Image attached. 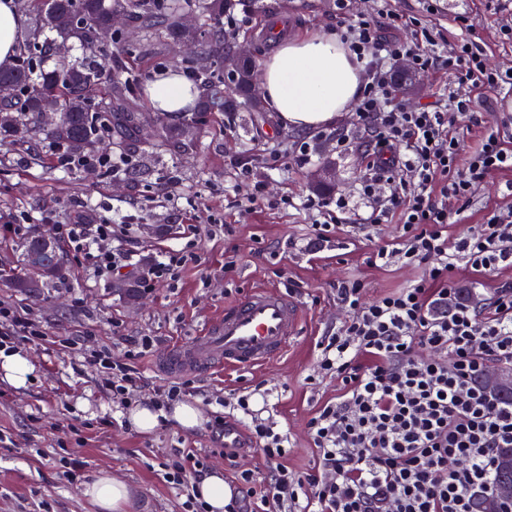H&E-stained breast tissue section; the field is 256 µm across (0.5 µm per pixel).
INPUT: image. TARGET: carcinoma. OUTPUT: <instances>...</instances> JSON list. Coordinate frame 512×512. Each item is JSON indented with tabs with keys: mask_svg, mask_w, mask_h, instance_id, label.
Wrapping results in <instances>:
<instances>
[{
	"mask_svg": "<svg viewBox=\"0 0 512 512\" xmlns=\"http://www.w3.org/2000/svg\"><path fill=\"white\" fill-rule=\"evenodd\" d=\"M18 7L31 13V30L15 64L0 67V82L13 86L14 97L0 103V141L25 143L30 128L38 122L44 103L52 97L67 102V110L58 123L46 129V138L54 151L68 160L90 159V152L106 144L111 151L103 156H118L109 165L111 177L127 167L124 145L138 138L135 94L140 81L130 59L142 51L152 52L156 44L177 42L186 36L182 17L193 14L197 19L194 37L197 54L181 63L180 68L196 72L206 94L197 112H187L176 124H163L157 130L158 142L182 151H195L199 143L183 139L187 123L201 128L211 112H264L262 98L252 82L256 61L241 67L234 76L224 72V55L230 46L224 41V16L238 8L252 7L253 0H17ZM123 13L141 27L151 41L128 46L112 31V15ZM58 16L70 23L59 26ZM59 42L79 41L85 57L47 68L49 41L46 33ZM104 52L111 61L112 83L105 88L100 82L94 57ZM39 234L23 237L18 262L25 273L8 279V287L25 293L23 283L32 276L43 284L61 279L64 274H45L51 262L39 256Z\"/></svg>",
	"mask_w": 512,
	"mask_h": 512,
	"instance_id": "1",
	"label": "carcinoma"
}]
</instances>
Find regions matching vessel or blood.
Segmentation results:
<instances>
[{
  "mask_svg": "<svg viewBox=\"0 0 512 512\" xmlns=\"http://www.w3.org/2000/svg\"><path fill=\"white\" fill-rule=\"evenodd\" d=\"M302 303L279 290L257 288L223 314L202 334L167 351L161 370L179 375L215 368L250 370L281 358L298 335Z\"/></svg>",
  "mask_w": 512,
  "mask_h": 512,
  "instance_id": "b4317fda",
  "label": "vessel or blood"
}]
</instances>
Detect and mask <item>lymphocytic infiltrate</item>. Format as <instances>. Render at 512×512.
Instances as JSON below:
<instances>
[{
    "instance_id": "f902f5d3",
    "label": "lymphocytic infiltrate",
    "mask_w": 512,
    "mask_h": 512,
    "mask_svg": "<svg viewBox=\"0 0 512 512\" xmlns=\"http://www.w3.org/2000/svg\"><path fill=\"white\" fill-rule=\"evenodd\" d=\"M338 7L342 40L367 61L355 121L374 129L376 142L368 162L373 174L361 190L381 201L352 233L368 238L375 225L396 219L397 236L375 246L369 264L418 265L424 273L373 301L364 300L361 281L337 283L348 318L326 336L317 361L319 374L335 377L337 394L309 420L311 470L284 465L288 435L254 413L249 395L225 396V419L247 422L248 445L270 466L266 484L256 486L253 473L239 469L237 449H225L239 485L227 512H470L473 492L493 487L497 449L512 447V402L494 399L477 383L490 362L512 365V290H498L488 307H477L461 298L448 274L460 265L478 275L512 267V208H499L452 240L448 204L467 199L490 173L512 169V142L499 131L486 132L467 153L460 135L471 116V91L512 90V72L488 67L468 17L443 55L426 29L407 40L397 16L383 23L350 13L348 0ZM400 59L420 70L447 68L455 87L444 108L412 109L399 99L392 70ZM305 206L314 217L313 245L343 232L342 199L311 196ZM58 232L96 275L131 264L130 251L105 248L116 234L111 225L90 232L62 224ZM420 347L432 358L420 360ZM83 358L102 374L113 403L127 405L136 384L129 365L108 350H88ZM452 458L462 466L449 468ZM205 467L193 449L161 467L163 481L192 500V512H208L192 482Z\"/></svg>"
}]
</instances>
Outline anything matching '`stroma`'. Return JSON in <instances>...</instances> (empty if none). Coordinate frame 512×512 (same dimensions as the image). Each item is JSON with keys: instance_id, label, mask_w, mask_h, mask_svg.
Listing matches in <instances>:
<instances>
[{"instance_id": "stroma-1", "label": "stroma", "mask_w": 512, "mask_h": 512, "mask_svg": "<svg viewBox=\"0 0 512 512\" xmlns=\"http://www.w3.org/2000/svg\"><path fill=\"white\" fill-rule=\"evenodd\" d=\"M276 6L287 20L289 33L336 29V0H262ZM496 0H438V10L427 14L422 0H386L388 10L422 22L445 41L459 32L457 17L467 14L475 26L474 39L489 67L512 69V42L499 31ZM421 80L399 97L409 108L445 99L450 77L441 70H424ZM471 109L482 122L464 139L473 147L485 126H502L512 138V96L474 92ZM349 143L338 146L337 135ZM27 146L0 152V269L12 267L15 245L33 227L43 224H119V241L133 251L130 274L141 285V302L112 291V280L88 271L83 254L63 244L68 267L65 281L45 289L37 300L0 285V302L24 311L43 332L42 338H18L16 346L32 361L35 371L27 388L18 390L0 380V512H94L82 489L94 474L109 471L134 492L129 512H185L183 499L160 476L162 463L178 450L192 448L207 454L209 470H219L227 482L235 473L217 452L210 426L224 410L217 405L226 393L253 389L264 393L274 407V421L287 429L291 446L285 459L289 469L309 470L316 455L308 434V420L320 403L334 398L336 381L314 377L320 344L331 329L344 322L347 311L336 299L338 281H363L365 300H373L417 280L422 267L396 265L375 269L368 264L369 242L351 243L349 236L331 237L319 252H311L313 217L299 208L310 195L309 179L324 159L336 168L335 196L345 200L350 213L366 214L367 199L360 190L368 155L374 145L372 130L354 125L352 112L335 124L309 133L281 126L274 112L252 122L242 112L234 128L222 115L209 117L203 133L204 152L186 158L169 157L170 170L155 171L147 179L122 181L87 167L69 174L57 167L54 152L41 133ZM308 143L312 160L302 168L269 170L264 147ZM249 155V173L237 163ZM264 184V201L245 220L237 218V204L253 181ZM512 171L487 177L461 212L448 234L458 237L485 223L491 209L512 204L506 190ZM294 199L286 206L284 198ZM235 223L232 235L223 226ZM213 224V231L193 234L192 224ZM186 254L174 279L149 276L166 252ZM234 262L225 273V262ZM450 277L473 302L487 306L497 289L512 288V267L482 277L462 268ZM292 289L305 308L300 336L279 360L259 371L219 370L209 375L183 374L186 402L201 408L203 423L186 431L165 423L143 434L127 421L126 411H113L112 397L99 372L81 357L83 347L108 346L114 358L129 361L137 377L133 404L150 402L170 377L159 371L158 360L173 345L199 335L226 304L243 298L252 288ZM154 337L152 352L128 357L131 342ZM76 463L74 478L63 473V459Z\"/></svg>"}]
</instances>
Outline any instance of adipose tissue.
<instances>
[{"label":"adipose tissue","mask_w":512,"mask_h":512,"mask_svg":"<svg viewBox=\"0 0 512 512\" xmlns=\"http://www.w3.org/2000/svg\"><path fill=\"white\" fill-rule=\"evenodd\" d=\"M363 80L360 60L329 32L277 41L263 62L261 88L283 126L309 132L333 124L348 111L363 88ZM203 95L198 82L181 71L167 69L148 81L144 98L151 111L176 121ZM128 420L136 430L148 433L164 421L190 430L201 423L202 415L185 402L166 411L140 404L130 410ZM83 494L96 512H122L131 500L129 486L108 472L86 483Z\"/></svg>","instance_id":"1"}]
</instances>
